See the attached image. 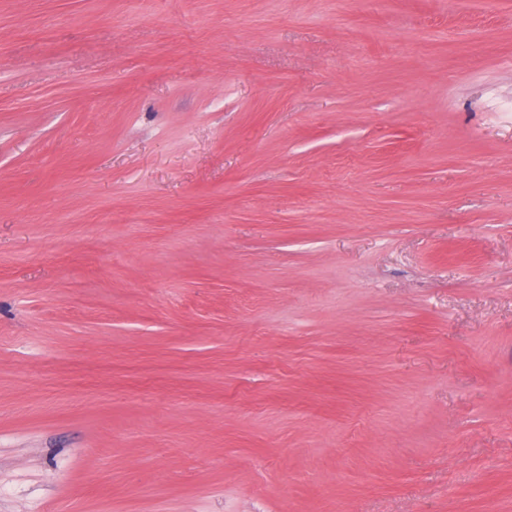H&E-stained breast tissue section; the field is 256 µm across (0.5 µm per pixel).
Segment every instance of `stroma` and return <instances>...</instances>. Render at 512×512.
<instances>
[{"instance_id":"1","label":"stroma","mask_w":512,"mask_h":512,"mask_svg":"<svg viewBox=\"0 0 512 512\" xmlns=\"http://www.w3.org/2000/svg\"><path fill=\"white\" fill-rule=\"evenodd\" d=\"M0 512H512V0H0Z\"/></svg>"}]
</instances>
